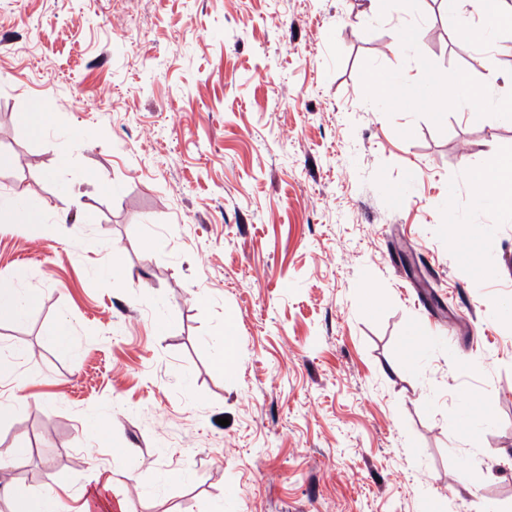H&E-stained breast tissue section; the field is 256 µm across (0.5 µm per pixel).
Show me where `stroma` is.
Returning <instances> with one entry per match:
<instances>
[{
	"mask_svg": "<svg viewBox=\"0 0 512 512\" xmlns=\"http://www.w3.org/2000/svg\"><path fill=\"white\" fill-rule=\"evenodd\" d=\"M481 19L480 0H0V193L47 205L0 221V278L38 295L0 320V355L32 354L0 380L18 494L64 485L77 512L101 475L124 512H512V215L470 189L512 119L371 94L481 85L491 55L512 93V28L491 53L454 37ZM460 220L496 225L493 281ZM62 317L69 352L46 336ZM388 83L395 90L394 105L399 108L424 105L433 99L437 93L435 86L409 85L394 79L388 80Z\"/></svg>",
	"mask_w": 512,
	"mask_h": 512,
	"instance_id": "obj_1",
	"label": "stroma"
}]
</instances>
